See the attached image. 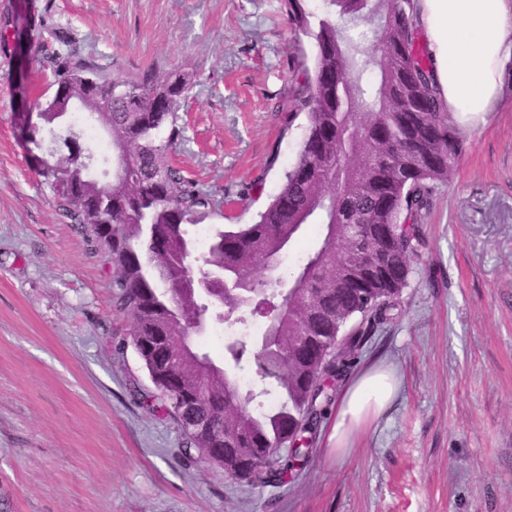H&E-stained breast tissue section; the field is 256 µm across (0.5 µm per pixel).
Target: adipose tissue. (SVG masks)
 I'll list each match as a JSON object with an SVG mask.
<instances>
[{
  "label": "adipose tissue",
  "mask_w": 512,
  "mask_h": 512,
  "mask_svg": "<svg viewBox=\"0 0 512 512\" xmlns=\"http://www.w3.org/2000/svg\"><path fill=\"white\" fill-rule=\"evenodd\" d=\"M436 84L452 120L474 126L498 111L512 76V0H418ZM401 378L387 363L360 373L341 398L329 442L344 457L359 430L393 403Z\"/></svg>",
  "instance_id": "ef3b65f1"
}]
</instances>
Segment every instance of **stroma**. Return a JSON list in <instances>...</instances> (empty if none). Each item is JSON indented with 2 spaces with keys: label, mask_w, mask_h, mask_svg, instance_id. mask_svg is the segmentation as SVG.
<instances>
[{
  "label": "stroma",
  "mask_w": 512,
  "mask_h": 512,
  "mask_svg": "<svg viewBox=\"0 0 512 512\" xmlns=\"http://www.w3.org/2000/svg\"><path fill=\"white\" fill-rule=\"evenodd\" d=\"M82 56L136 76L190 71L175 162L222 200L209 232L253 223L294 163L306 119L277 107L296 57L281 0H0ZM17 56L0 49V499L7 512H512V93L460 131L422 221L398 316L359 353L402 378L391 409L260 486L188 461L172 411L112 305V268L62 223L18 139Z\"/></svg>",
  "instance_id": "obj_1"
}]
</instances>
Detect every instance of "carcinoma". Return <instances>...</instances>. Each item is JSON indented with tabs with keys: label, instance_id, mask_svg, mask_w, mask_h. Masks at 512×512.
<instances>
[{
	"label": "carcinoma",
	"instance_id": "cac0c4a2",
	"mask_svg": "<svg viewBox=\"0 0 512 512\" xmlns=\"http://www.w3.org/2000/svg\"><path fill=\"white\" fill-rule=\"evenodd\" d=\"M282 9L297 64L277 111L287 128L305 113L306 133L280 191L254 223L217 231L197 268L188 225L219 202L169 158L193 75L148 69L130 77L45 44L37 51L53 95L29 100L18 74L29 101L20 144L63 223L80 227L107 255L112 302L133 319L132 343L174 410L186 458L263 486L287 482L308 460L309 442L362 344L397 317L423 243L421 221L462 153L419 43L417 0H320L316 7L282 0ZM64 88L98 109L111 134L107 188L87 181L91 150L57 132ZM309 227L319 245L301 255L288 287L258 281L257 265L297 245ZM243 281L258 288L259 306L272 318L261 338L246 336L226 350L238 364L254 357L262 393L279 395L272 407L193 346L209 320L232 329L254 319L242 305ZM361 293L373 297L367 308Z\"/></svg>",
	"mask_w": 512,
	"mask_h": 512
}]
</instances>
